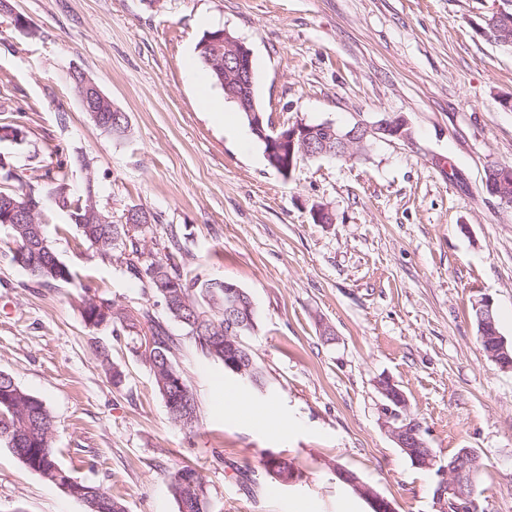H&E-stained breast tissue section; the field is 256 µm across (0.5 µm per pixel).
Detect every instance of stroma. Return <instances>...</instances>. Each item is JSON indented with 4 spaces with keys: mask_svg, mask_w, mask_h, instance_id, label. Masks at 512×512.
<instances>
[{
    "mask_svg": "<svg viewBox=\"0 0 512 512\" xmlns=\"http://www.w3.org/2000/svg\"><path fill=\"white\" fill-rule=\"evenodd\" d=\"M507 5L0 0V121L24 132L0 152L43 192L44 165L67 161L70 195L95 180L100 207L159 217L147 249L176 241L190 275L247 291L258 313L248 343L265 377L251 399L275 403L288 425L278 431L225 409L222 390L238 378L171 322L199 421L192 434L175 426L127 334L90 332L80 315L87 286L120 308L149 307L153 297L131 287L119 263L101 261L55 208L45 231L69 282L33 284L0 226V370L47 404L57 459L76 480L121 498L127 512H177L171 475L190 463L212 512H336L343 500L369 512L337 480L339 466L398 512H441L438 475L412 465L382 425L376 382L387 376L440 463L462 448L480 456L478 512H512V371L486 357L472 311L490 299L512 342V207L485 187L490 165H512V108L503 105L512 100V52L478 31ZM219 28L251 52L267 130L401 118L409 137L376 141L351 160L301 158L281 175L247 122L235 139L199 107L206 68L183 62ZM76 70L126 113L125 137L83 111ZM319 207L333 223L314 222ZM97 341L123 370L121 386L100 367ZM270 454L292 461L300 478L274 480L263 465ZM0 512L85 507L0 441Z\"/></svg>",
    "mask_w": 512,
    "mask_h": 512,
    "instance_id": "1",
    "label": "stroma"
}]
</instances>
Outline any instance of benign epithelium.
<instances>
[{
  "label": "benign epithelium",
  "instance_id": "benign-epithelium-1",
  "mask_svg": "<svg viewBox=\"0 0 512 512\" xmlns=\"http://www.w3.org/2000/svg\"><path fill=\"white\" fill-rule=\"evenodd\" d=\"M484 21L495 36L500 35L505 26L512 23L506 9L494 12L492 16L484 18ZM207 45L212 50V55L224 54V92L227 93L228 99L238 103L240 109L248 113L251 130L267 143V160L284 176L291 173L294 167L293 158L297 153L305 157L327 156L341 147L352 151L355 145L364 142L369 135L378 140L405 136V123L400 118H386L375 124L359 122L348 131L336 127L332 122H325L319 127L299 122L269 134L256 105L250 50L227 31L218 32L207 41ZM75 83L76 93L84 111L97 125H103L112 117L126 118V115L119 112V108L112 103V99L86 73L77 72ZM62 195H67V191L59 193L50 190L41 195L40 201L37 202L27 194L23 204L7 201L4 208L10 212L13 224H34L36 215L47 205L60 203ZM71 218L77 224H109L112 222V211L98 210L96 198L91 194L88 196L85 214H73ZM218 286L224 288V302L228 311L239 310L245 298L241 287L221 281L218 282ZM474 308L478 311L480 323L479 340L488 343L487 353L490 359L500 368L512 370V356L508 353V350L512 349V344L507 343L495 327L492 303L489 299L483 298L474 304ZM254 330L252 321L241 318L231 325L224 337L226 347L231 350V359L227 361L228 369L236 376L251 380L255 379L260 367L252 355L251 348L244 349L242 345L245 344V337ZM377 389L385 399L383 427L397 447L408 453L416 465L431 470L439 468L440 480L435 489V497L441 509L446 510L451 505L458 512H476L474 479L481 469L477 453L465 448L450 464L438 466V459L423 438L420 426L408 412L409 401L405 393L388 377H382L377 381ZM334 471L348 479L352 489L368 504L371 512H396L392 501L356 475L339 466L334 468Z\"/></svg>",
  "mask_w": 512,
  "mask_h": 512
}]
</instances>
